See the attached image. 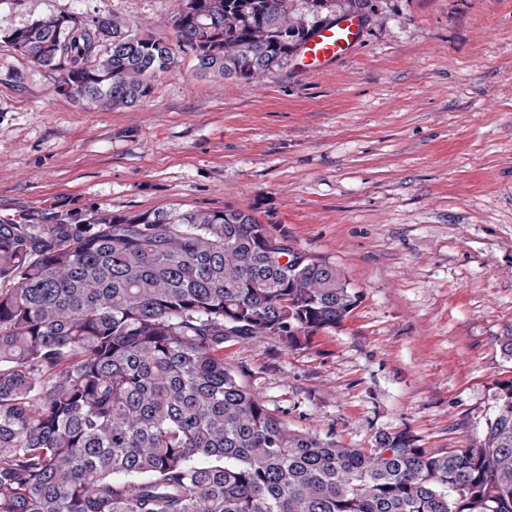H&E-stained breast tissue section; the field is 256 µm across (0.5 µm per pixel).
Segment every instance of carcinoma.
<instances>
[{"label": "carcinoma", "instance_id": "cac0c4a2", "mask_svg": "<svg viewBox=\"0 0 512 512\" xmlns=\"http://www.w3.org/2000/svg\"><path fill=\"white\" fill-rule=\"evenodd\" d=\"M288 2L179 0L173 40L56 14L0 38L63 91L131 108L184 49L214 81L292 60L314 26ZM305 4L320 25L336 0ZM356 302L238 209L0 224V512H512V380L475 444L429 453L292 430L224 365L228 340L296 346Z\"/></svg>", "mask_w": 512, "mask_h": 512}]
</instances>
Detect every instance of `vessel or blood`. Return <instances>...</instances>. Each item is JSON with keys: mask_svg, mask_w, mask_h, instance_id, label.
<instances>
[{"mask_svg": "<svg viewBox=\"0 0 512 512\" xmlns=\"http://www.w3.org/2000/svg\"><path fill=\"white\" fill-rule=\"evenodd\" d=\"M365 24L355 14H343L316 27L296 56L305 72H322L349 57L359 45Z\"/></svg>", "mask_w": 512, "mask_h": 512, "instance_id": "vessel-or-blood-1", "label": "vessel or blood"}]
</instances>
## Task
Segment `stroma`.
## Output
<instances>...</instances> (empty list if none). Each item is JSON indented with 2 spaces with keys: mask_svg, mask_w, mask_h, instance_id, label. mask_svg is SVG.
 I'll list each match as a JSON object with an SVG mask.
<instances>
[{
  "mask_svg": "<svg viewBox=\"0 0 512 512\" xmlns=\"http://www.w3.org/2000/svg\"><path fill=\"white\" fill-rule=\"evenodd\" d=\"M364 38L320 75H199L192 52L130 109L95 107L0 40V224L250 211L343 270L336 327L224 363L289 428L369 448H464L512 380V0H370ZM177 0H0L173 36Z\"/></svg>",
  "mask_w": 512,
  "mask_h": 512,
  "instance_id": "1",
  "label": "stroma"
}]
</instances>
